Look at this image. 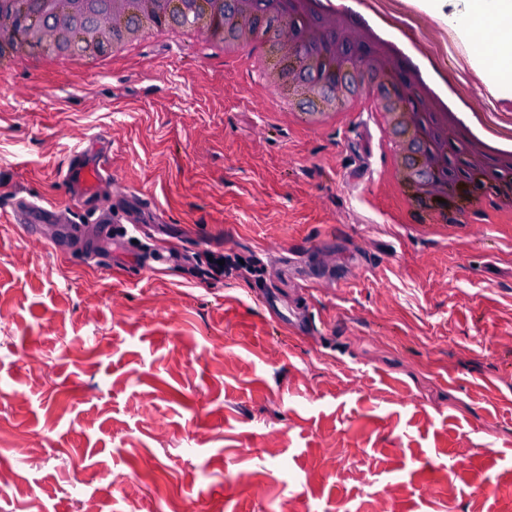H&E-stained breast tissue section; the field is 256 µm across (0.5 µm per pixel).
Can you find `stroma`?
Returning <instances> with one entry per match:
<instances>
[{
	"label": "stroma",
	"mask_w": 512,
	"mask_h": 512,
	"mask_svg": "<svg viewBox=\"0 0 512 512\" xmlns=\"http://www.w3.org/2000/svg\"><path fill=\"white\" fill-rule=\"evenodd\" d=\"M99 58L0 59V512H512L511 229L435 236L366 114L304 127L207 42ZM100 138L102 267L10 217L82 213ZM104 159L101 153L95 152L92 148L76 151L62 172V182L69 192L78 189L86 197H90L95 187L110 175ZM16 224H20L28 233H38L40 224H53L59 214L58 207L54 203L40 202L39 200H22L13 208Z\"/></svg>",
	"instance_id": "stroma-1"
}]
</instances>
